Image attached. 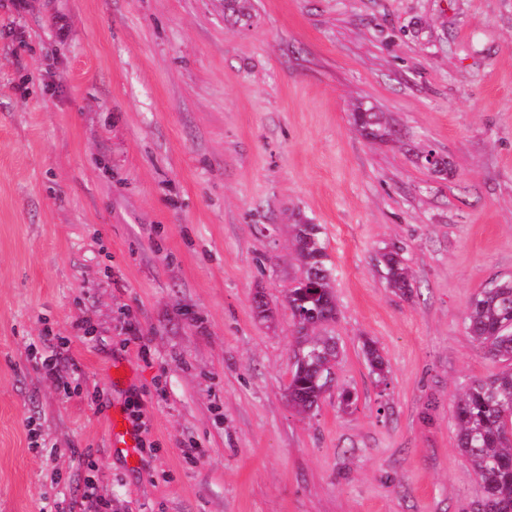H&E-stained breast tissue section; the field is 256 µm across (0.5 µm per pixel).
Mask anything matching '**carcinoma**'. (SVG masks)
<instances>
[{
  "label": "carcinoma",
  "mask_w": 512,
  "mask_h": 512,
  "mask_svg": "<svg viewBox=\"0 0 512 512\" xmlns=\"http://www.w3.org/2000/svg\"><path fill=\"white\" fill-rule=\"evenodd\" d=\"M354 123L365 136L386 134L378 112L361 109ZM294 248L301 266V277L288 293V310L299 345L294 353L288 397L293 407L308 413L319 406L330 383L329 367L337 357L336 341L319 336L315 330L323 321L335 320L336 298L332 269L320 227L300 218L294 225ZM389 287L405 296L413 283L400 249L382 255ZM467 334L489 357L506 366L491 378L474 380L455 403L457 447L481 478L484 501L496 512H512V279L504 278L496 288L474 294L464 317ZM363 353L371 371L386 377L384 357L370 339L363 342Z\"/></svg>",
  "instance_id": "obj_1"
}]
</instances>
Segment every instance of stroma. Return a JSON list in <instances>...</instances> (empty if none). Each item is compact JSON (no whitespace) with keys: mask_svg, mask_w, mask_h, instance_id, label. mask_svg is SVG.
<instances>
[{"mask_svg":"<svg viewBox=\"0 0 512 512\" xmlns=\"http://www.w3.org/2000/svg\"><path fill=\"white\" fill-rule=\"evenodd\" d=\"M16 2L0 0V512H82L91 483V512H479L453 410L502 368L463 318L512 277V0H252L240 18L224 0ZM370 106L389 136L356 129ZM299 216L321 227L338 309L334 386L307 414L287 397ZM393 247L411 296L384 278ZM127 321L144 340L123 349ZM132 393L144 456L110 442Z\"/></svg>","mask_w":512,"mask_h":512,"instance_id":"obj_1","label":"stroma"}]
</instances>
